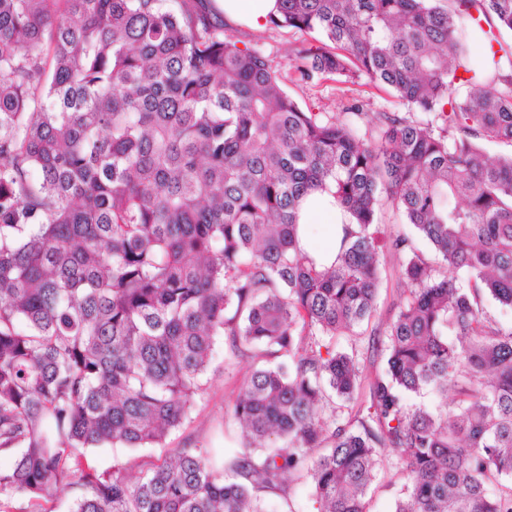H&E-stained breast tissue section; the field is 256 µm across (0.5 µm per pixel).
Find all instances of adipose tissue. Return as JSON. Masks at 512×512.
I'll return each mask as SVG.
<instances>
[{
	"instance_id": "ef3b65f1",
	"label": "adipose tissue",
	"mask_w": 512,
	"mask_h": 512,
	"mask_svg": "<svg viewBox=\"0 0 512 512\" xmlns=\"http://www.w3.org/2000/svg\"><path fill=\"white\" fill-rule=\"evenodd\" d=\"M213 5L226 23L252 28L264 27L277 13V0H213ZM347 220L330 196H309L299 209V246L324 261H332L340 226Z\"/></svg>"
}]
</instances>
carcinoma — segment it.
I'll return each mask as SVG.
<instances>
[{"instance_id": "carcinoma-1", "label": "carcinoma", "mask_w": 512, "mask_h": 512, "mask_svg": "<svg viewBox=\"0 0 512 512\" xmlns=\"http://www.w3.org/2000/svg\"><path fill=\"white\" fill-rule=\"evenodd\" d=\"M279 2L274 26L338 48H293L302 77L407 111L303 109L207 0H0V512L61 489L70 512H268L302 478L317 512H368L387 451L393 512H512V326L481 306L512 308V155L476 143L512 144V0ZM469 25L497 43L477 65ZM313 192L353 220L329 265L298 247ZM384 202L440 264L380 233ZM386 255L409 296L347 419L361 370L335 340L375 312ZM218 336L255 363L220 468L168 444ZM114 446L164 454L90 462Z\"/></svg>"}]
</instances>
